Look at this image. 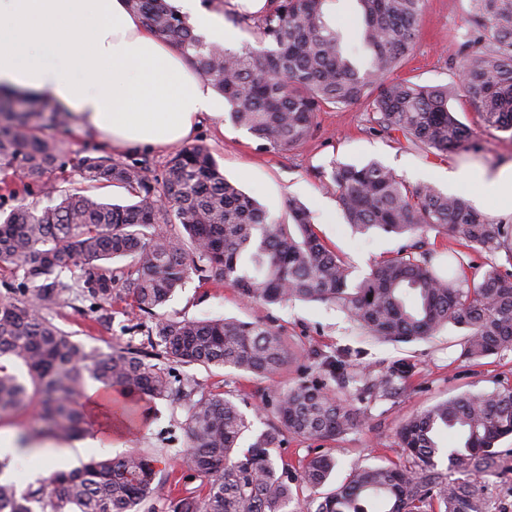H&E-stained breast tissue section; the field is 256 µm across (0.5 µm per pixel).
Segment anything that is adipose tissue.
<instances>
[{
	"instance_id": "adipose-tissue-1",
	"label": "adipose tissue",
	"mask_w": 512,
	"mask_h": 512,
	"mask_svg": "<svg viewBox=\"0 0 512 512\" xmlns=\"http://www.w3.org/2000/svg\"><path fill=\"white\" fill-rule=\"evenodd\" d=\"M0 88L47 96L78 137L127 150L181 144L224 112L127 0H0Z\"/></svg>"
}]
</instances>
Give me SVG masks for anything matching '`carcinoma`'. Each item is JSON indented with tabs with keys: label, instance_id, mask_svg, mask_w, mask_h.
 Returning a JSON list of instances; mask_svg holds the SVG:
<instances>
[{
	"label": "carcinoma",
	"instance_id": "carcinoma-1",
	"mask_svg": "<svg viewBox=\"0 0 512 512\" xmlns=\"http://www.w3.org/2000/svg\"><path fill=\"white\" fill-rule=\"evenodd\" d=\"M331 0H268L263 14L235 15L253 23L258 39L237 50L208 41L166 0H128V7L163 40L184 53L200 78L224 96L232 124L260 145L290 151L312 137L316 113L366 107L370 131L403 138L441 154L476 149L475 133L448 109V96L471 100L484 125L512 132V0H471L451 69V87L393 77L417 47L425 0H357V30L364 64L328 19ZM0 94V268L9 271L0 295V358L24 363L33 385L0 363V416L40 401L43 426L34 437L72 439L85 430L76 402L87 380L140 400H189L186 447L205 479L204 492L171 502V512H297L288 467L274 460L275 436L262 432L237 452L248 422L235 401L204 392L195 381L174 386L177 365L230 367L256 377L277 374L294 353L267 322L226 318L169 319L156 314L188 274L219 282L266 305L294 301L331 303L367 335L409 342L452 324L465 330L462 355L479 360L512 350V230L491 222L462 194L430 182L408 186L387 166L370 161L335 163L324 187L333 190L346 223L406 240L357 281L352 269L318 236L308 208L288 200V222L271 217L237 184L224 178L210 151L184 147L152 174L146 158L115 159L99 150H74L70 142L42 137L45 122L66 125L46 103L12 107ZM79 173L87 187L62 189L44 177ZM122 185L134 202H105L95 185ZM51 198L40 209L28 198ZM15 202L3 209L7 201ZM443 232L467 247L502 252L471 277L440 272L427 241ZM129 258L114 270L107 262ZM124 293L116 291L117 283ZM78 294L94 321L106 322L120 300L154 325L140 322L148 351H88L58 328L47 309ZM337 389L311 380L265 396L277 421L304 439H336L359 423L363 393L343 394L347 359L323 363ZM412 366L398 362L374 375L366 391L392 398ZM461 436L448 449V470L437 468L441 435ZM512 436V387L464 392L417 413L397 432L410 465L354 469L306 512H485L481 479L496 472L495 445ZM336 467L328 454L308 458L300 480L318 488ZM465 474L453 478L449 472ZM156 472L140 453L91 460L57 469L35 488L17 491L0 480V512H133L155 495Z\"/></svg>",
	"mask_w": 512,
	"mask_h": 512
}]
</instances>
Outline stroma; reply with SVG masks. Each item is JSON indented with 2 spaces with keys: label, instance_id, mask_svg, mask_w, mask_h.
<instances>
[{
  "label": "stroma",
  "instance_id": "stroma-1",
  "mask_svg": "<svg viewBox=\"0 0 512 512\" xmlns=\"http://www.w3.org/2000/svg\"><path fill=\"white\" fill-rule=\"evenodd\" d=\"M469 0H426L417 49L396 75L423 85H444L454 80L449 64L457 51L458 26ZM449 109L477 134L478 147L464 155H438L418 149L383 134L369 132L363 107L330 108L317 113L316 132L288 152L259 146L245 130L232 123L201 124L194 143L209 148L227 179L255 197L272 216L286 217L289 198L301 200L310 210L315 230L325 244L352 265L355 279H362L380 257L396 251L402 240L380 232L360 234L343 220L336 197L323 188L334 163L362 165L377 160L391 168L406 183H434L442 191L463 194L472 206L492 220H512V204L500 200L487 187L461 181V172L494 173L512 166V134L485 127L475 106L465 97L448 101ZM126 302L112 306L106 325L94 323L88 304L79 299L52 306L50 319L89 350L124 351L146 348L147 338L135 331ZM160 316L181 318H227L267 321L276 325L294 351V358L277 375L258 379L250 374L217 366H180L175 373L190 378L206 390L232 398L246 415L249 429L240 441L248 447L254 435L276 423L264 410L262 397L272 390H285L303 381L319 378V363L327 356L346 351L349 371L356 377L385 370L406 359L415 372L403 391L391 400L372 399L361 405L360 425L333 440L304 439L281 432L274 451L278 463L287 464L298 476L302 460L317 453L335 456L337 466L329 484L337 486L358 466L405 462L398 445L401 423L438 401L466 391L512 386V351L479 361L461 354L464 332L450 326L428 339L388 343L369 338L339 307L321 302L297 301L287 307H267L242 300L234 288L200 283L190 276L184 286L159 310ZM187 404L182 400L129 402L120 393L112 395V415H133L122 431L106 436L100 446L85 439L65 441L71 456L53 457L38 449H23L12 465L9 479L17 490H26L53 470L71 469L92 459L115 458L132 451L155 459L160 495L146 501L139 512H169L172 499L198 491L203 483L184 454ZM501 474L483 479L486 512H512V436L501 439Z\"/></svg>",
  "mask_w": 512,
  "mask_h": 512
}]
</instances>
